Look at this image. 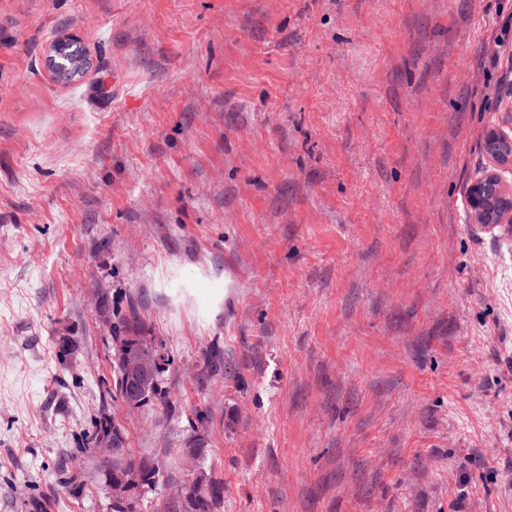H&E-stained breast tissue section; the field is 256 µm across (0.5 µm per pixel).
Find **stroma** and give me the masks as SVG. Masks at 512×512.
Wrapping results in <instances>:
<instances>
[{"label":"stroma","mask_w":512,"mask_h":512,"mask_svg":"<svg viewBox=\"0 0 512 512\" xmlns=\"http://www.w3.org/2000/svg\"><path fill=\"white\" fill-rule=\"evenodd\" d=\"M509 16L0 0V512H109L94 466L61 483L104 406L137 452L206 410L218 512H512V236L466 208ZM66 35L91 59L72 83L45 67ZM100 288L165 343L176 414L102 402ZM198 366L200 373L211 375L224 368V352L217 343H210L202 350Z\"/></svg>","instance_id":"35a3bbf8"}]
</instances>
